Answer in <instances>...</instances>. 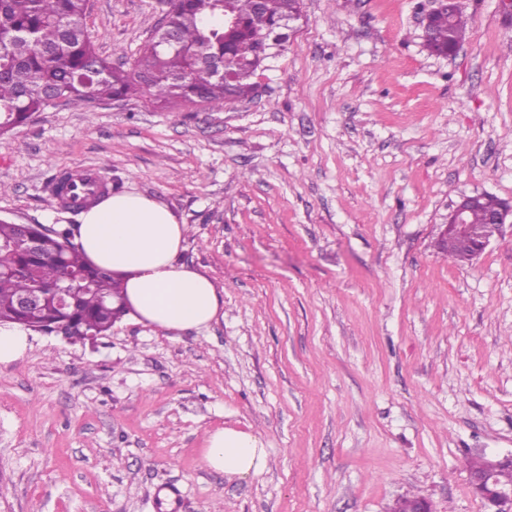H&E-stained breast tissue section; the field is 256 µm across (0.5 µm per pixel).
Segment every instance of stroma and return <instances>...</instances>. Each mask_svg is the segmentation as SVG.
<instances>
[{"label": "stroma", "instance_id": "stroma-1", "mask_svg": "<svg viewBox=\"0 0 512 512\" xmlns=\"http://www.w3.org/2000/svg\"><path fill=\"white\" fill-rule=\"evenodd\" d=\"M460 4L438 57L432 0H301L252 99L61 101L0 139V218L77 223L52 188L95 168L166 205L224 296L180 333H32L0 365V512H494L469 473L512 455V217L473 261L437 242L462 196L512 203V18ZM168 8L90 0L85 25L131 57ZM224 426L262 439V474L205 466ZM448 8L446 12L435 16L426 28L425 41L430 51L448 47V42L451 43L454 50L448 55H452L456 51L455 48L465 40L466 22L457 3H449Z\"/></svg>", "mask_w": 512, "mask_h": 512}]
</instances>
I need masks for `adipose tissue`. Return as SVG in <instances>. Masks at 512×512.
Listing matches in <instances>:
<instances>
[{
    "instance_id": "ef3b65f1",
    "label": "adipose tissue",
    "mask_w": 512,
    "mask_h": 512,
    "mask_svg": "<svg viewBox=\"0 0 512 512\" xmlns=\"http://www.w3.org/2000/svg\"><path fill=\"white\" fill-rule=\"evenodd\" d=\"M73 233L90 263L122 275L125 301L138 322L181 332L207 326L223 311L213 282L178 263L184 228L153 198L120 191L95 200ZM203 462L242 479L263 472L267 452L257 435L223 427L208 433Z\"/></svg>"
}]
</instances>
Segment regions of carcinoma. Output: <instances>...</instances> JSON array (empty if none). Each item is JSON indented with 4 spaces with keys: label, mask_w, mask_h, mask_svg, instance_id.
I'll list each match as a JSON object with an SVG mask.
<instances>
[{
    "label": "carcinoma",
    "mask_w": 512,
    "mask_h": 512,
    "mask_svg": "<svg viewBox=\"0 0 512 512\" xmlns=\"http://www.w3.org/2000/svg\"><path fill=\"white\" fill-rule=\"evenodd\" d=\"M434 17L425 30L428 49L459 46L466 22L458 4ZM86 0H0V137L25 125L54 99L85 109L105 100L142 98L162 107L177 103L222 110L253 96V81L272 53L265 33L300 13V0H170L163 32H155L132 60L114 64L92 44L84 23ZM237 19L224 27V16ZM230 78H224V73ZM500 200L486 195L467 222L486 224ZM42 245L28 248L27 239ZM0 323L59 325L76 337L101 336L126 315L120 278L90 264L70 230L43 236L39 225L0 219ZM448 257L470 261L456 238L438 244ZM67 286L69 306L57 307L52 290ZM41 293V308L27 313L18 299Z\"/></svg>",
    "instance_id": "cac0c4a2"
}]
</instances>
